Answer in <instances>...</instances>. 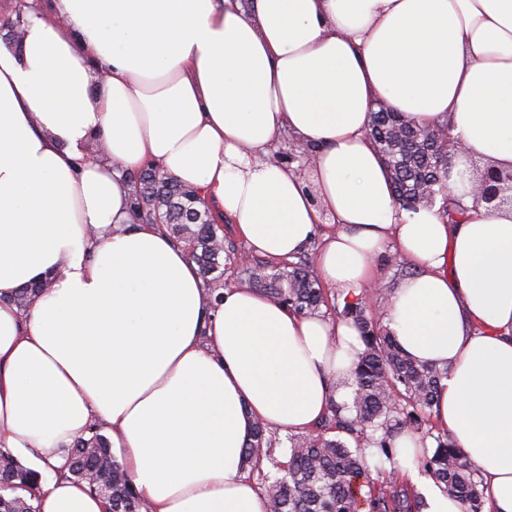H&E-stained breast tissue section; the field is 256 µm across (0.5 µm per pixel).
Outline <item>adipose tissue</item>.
Returning <instances> with one entry per match:
<instances>
[{"instance_id":"1","label":"adipose tissue","mask_w":512,"mask_h":512,"mask_svg":"<svg viewBox=\"0 0 512 512\" xmlns=\"http://www.w3.org/2000/svg\"><path fill=\"white\" fill-rule=\"evenodd\" d=\"M379 103L449 123L454 170L512 169V0H50L20 44L0 39V447L58 466L96 419L151 512H267L240 468L255 422L303 433L348 400L331 382L352 325L250 288L211 302L181 246L131 223L129 176L154 164L256 252L322 236L318 272L346 296L395 241L414 273L385 324L447 367L435 421L484 512H512V208H400L367 136ZM285 132L312 149L305 171L272 159ZM45 278L19 315L15 291ZM395 446L422 512H461L410 437ZM41 491V512H104L87 483Z\"/></svg>"}]
</instances>
